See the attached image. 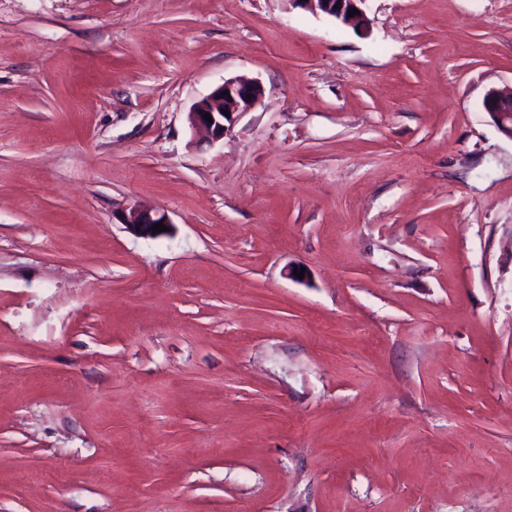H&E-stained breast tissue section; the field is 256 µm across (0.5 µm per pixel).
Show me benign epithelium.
Instances as JSON below:
<instances>
[{"label":"benign epithelium","instance_id":"1","mask_svg":"<svg viewBox=\"0 0 512 512\" xmlns=\"http://www.w3.org/2000/svg\"><path fill=\"white\" fill-rule=\"evenodd\" d=\"M293 5L333 18L341 23L356 28L358 32L369 29L370 20L362 8L366 0H291ZM355 8L359 14L348 16V10ZM264 90L257 80H241L228 78L216 87L209 95L194 103L187 112V123L191 130L204 131L211 142H218L230 133L237 117L253 109L261 100ZM484 109L489 112L498 130L512 140V89L507 92L493 91L483 101ZM230 116H225L224 111ZM210 114L211 120L203 118ZM125 229L137 238L153 239L162 233H153L151 228L162 223L166 228H172L168 216L151 208L132 207L129 212L119 217Z\"/></svg>","mask_w":512,"mask_h":512}]
</instances>
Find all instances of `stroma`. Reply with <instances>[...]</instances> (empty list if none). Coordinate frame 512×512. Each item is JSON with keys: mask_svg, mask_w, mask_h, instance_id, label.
<instances>
[{"mask_svg": "<svg viewBox=\"0 0 512 512\" xmlns=\"http://www.w3.org/2000/svg\"><path fill=\"white\" fill-rule=\"evenodd\" d=\"M364 9L0 0V512H512V0ZM291 2L296 7L316 15L320 14L352 26L357 32H366L369 29L370 20L362 8L366 0H291ZM335 5H338V9H334ZM351 8H356L359 15L348 17V10ZM263 93L258 80L224 79L223 84L192 105L187 114L188 126L195 132L204 131L212 143L218 142L230 133L240 114L260 102ZM224 110H229L230 117L224 115ZM204 113L210 114L213 123L203 118ZM498 130L512 140V88L508 92L493 91L483 101ZM120 224L125 226V229L137 238H157L171 233L172 223L164 212L157 211L151 208L132 207L128 213H124L119 217ZM162 222L168 231L158 232L153 234L151 228L156 223ZM140 226V229H137Z\"/></svg>", "mask_w": 512, "mask_h": 512, "instance_id": "stroma-1", "label": "stroma"}]
</instances>
